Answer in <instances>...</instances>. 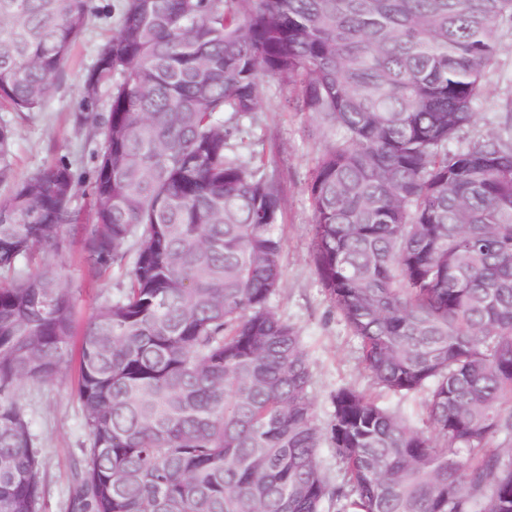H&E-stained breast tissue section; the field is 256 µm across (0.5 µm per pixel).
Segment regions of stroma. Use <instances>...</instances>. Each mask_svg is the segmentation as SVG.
Returning a JSON list of instances; mask_svg holds the SVG:
<instances>
[{
	"mask_svg": "<svg viewBox=\"0 0 512 512\" xmlns=\"http://www.w3.org/2000/svg\"><path fill=\"white\" fill-rule=\"evenodd\" d=\"M100 17L92 20L66 65L62 81L42 110L0 112V124L14 130L13 163L17 177L31 175L54 158L72 162L77 176L92 177L99 136L76 122L82 105L80 89L94 65L98 49L111 39L122 0H96ZM512 93V30H503L498 54L486 73V92L478 106V130L497 127L507 94ZM285 92L270 81L267 97L253 119L245 121L239 152L251 157L272 152L284 190V218L279 231L285 240L284 283L270 302L272 309L294 325L312 363L311 395L320 424L330 418V395L341 385L377 397L384 405L418 418L421 401L388 395L376 389L359 360L357 345L320 287L310 257L308 226L312 210L305 191L308 168L321 143L302 134L305 117L285 111ZM56 269L68 289L79 321H87L105 301L116 297L126 283L125 270H107L91 279L75 232ZM76 364L68 362L48 383H22L18 396L43 458L44 493L39 512H68V487L75 461L88 444L84 413L74 396Z\"/></svg>",
	"mask_w": 512,
	"mask_h": 512,
	"instance_id": "1",
	"label": "stroma"
}]
</instances>
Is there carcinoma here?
Masks as SVG:
<instances>
[{"instance_id": "cac0c4a2", "label": "carcinoma", "mask_w": 512, "mask_h": 512, "mask_svg": "<svg viewBox=\"0 0 512 512\" xmlns=\"http://www.w3.org/2000/svg\"><path fill=\"white\" fill-rule=\"evenodd\" d=\"M94 2L0 0V110L43 107ZM509 25L512 0H123L76 116L102 134L81 231L95 277L135 249L80 332L70 512H512V142L449 149ZM268 78L323 143L315 274L376 388L423 396L421 427L350 386L317 422L302 338L270 306L283 188L233 145ZM13 138L0 125V512H37L16 392L71 356L49 267L79 181L62 160L15 179Z\"/></svg>"}]
</instances>
